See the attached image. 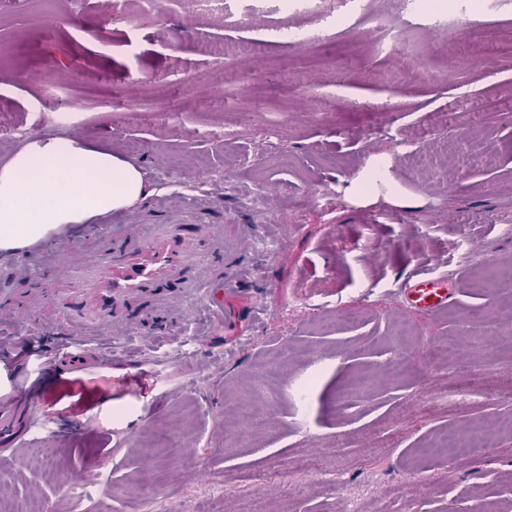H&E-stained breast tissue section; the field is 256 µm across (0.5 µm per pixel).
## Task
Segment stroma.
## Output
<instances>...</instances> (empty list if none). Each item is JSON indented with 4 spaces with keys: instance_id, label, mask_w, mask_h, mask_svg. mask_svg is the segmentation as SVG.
<instances>
[{
    "instance_id": "1",
    "label": "stroma",
    "mask_w": 512,
    "mask_h": 512,
    "mask_svg": "<svg viewBox=\"0 0 512 512\" xmlns=\"http://www.w3.org/2000/svg\"><path fill=\"white\" fill-rule=\"evenodd\" d=\"M484 2L440 0L439 34L400 0H85L76 19L71 0H0V160L46 135L97 139L154 189L110 223L193 209L246 273L223 319L182 306L161 335L136 317L131 337L104 335L120 355L101 366L54 309L32 313L50 267L15 277L0 254L18 301L0 320L16 434L0 497L22 512H466L484 495L512 512V281L484 264L512 267V0ZM387 28L401 42L384 53ZM443 266L447 310L393 294ZM33 342L77 351L45 366L21 357ZM469 385L474 402L439 405ZM460 427L468 456L410 464ZM34 448L53 468L27 465Z\"/></svg>"
}]
</instances>
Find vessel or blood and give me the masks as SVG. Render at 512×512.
<instances>
[{
  "mask_svg": "<svg viewBox=\"0 0 512 512\" xmlns=\"http://www.w3.org/2000/svg\"><path fill=\"white\" fill-rule=\"evenodd\" d=\"M112 243L72 276L65 252L40 250L41 258L55 266L56 286L45 297L58 313L61 325L86 326L93 336L120 329L113 315L132 306L153 312L186 300L197 302L217 317L224 311V291L239 288L244 269L237 256L212 239L209 225L195 223L183 209H171L162 223L140 225L129 233L127 225L112 228ZM221 253L223 274H198L200 243ZM396 292L414 309L435 313L448 306L455 294L447 274L415 272L399 279Z\"/></svg>",
  "mask_w": 512,
  "mask_h": 512,
  "instance_id": "vessel-or-blood-1",
  "label": "vessel or blood"
}]
</instances>
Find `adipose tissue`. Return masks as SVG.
Instances as JSON below:
<instances>
[{
    "mask_svg": "<svg viewBox=\"0 0 512 512\" xmlns=\"http://www.w3.org/2000/svg\"><path fill=\"white\" fill-rule=\"evenodd\" d=\"M141 171L96 144L46 137L0 161V251L18 253L151 195Z\"/></svg>",
    "mask_w": 512,
    "mask_h": 512,
    "instance_id": "1",
    "label": "adipose tissue"
}]
</instances>
